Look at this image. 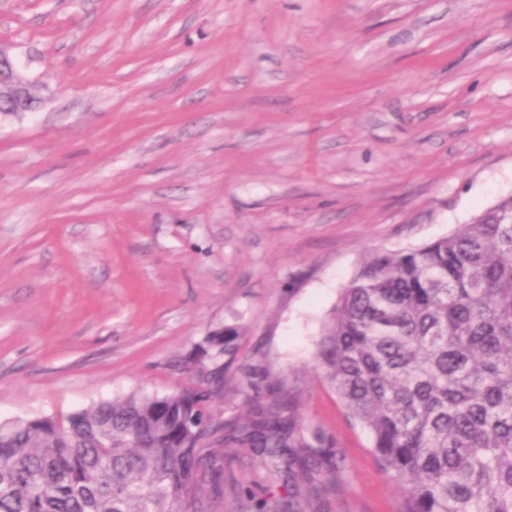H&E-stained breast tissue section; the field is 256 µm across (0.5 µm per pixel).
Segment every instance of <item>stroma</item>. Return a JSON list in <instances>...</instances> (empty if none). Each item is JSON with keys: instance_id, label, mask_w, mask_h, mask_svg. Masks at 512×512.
<instances>
[{"instance_id": "stroma-1", "label": "stroma", "mask_w": 512, "mask_h": 512, "mask_svg": "<svg viewBox=\"0 0 512 512\" xmlns=\"http://www.w3.org/2000/svg\"><path fill=\"white\" fill-rule=\"evenodd\" d=\"M0 46L42 100L0 116V423L173 392L224 327L225 420L287 385L319 512H403L317 343L371 253L512 195V0H0Z\"/></svg>"}]
</instances>
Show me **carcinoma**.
<instances>
[{
	"label": "carcinoma",
	"mask_w": 512,
	"mask_h": 512,
	"mask_svg": "<svg viewBox=\"0 0 512 512\" xmlns=\"http://www.w3.org/2000/svg\"><path fill=\"white\" fill-rule=\"evenodd\" d=\"M232 335L212 331L185 361L194 378L65 417L0 423V512H212L216 449L248 448L288 485L275 509L308 512L302 487L336 478L284 393L243 422L212 421ZM316 366L367 430L403 512H512V196L458 233L375 252L317 343Z\"/></svg>",
	"instance_id": "obj_1"
}]
</instances>
